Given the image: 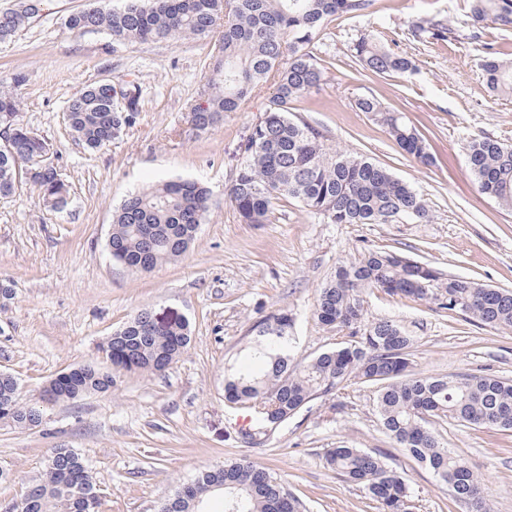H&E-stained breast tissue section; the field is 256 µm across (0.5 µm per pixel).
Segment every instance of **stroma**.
Listing matches in <instances>:
<instances>
[{
	"instance_id": "1",
	"label": "stroma",
	"mask_w": 512,
	"mask_h": 512,
	"mask_svg": "<svg viewBox=\"0 0 512 512\" xmlns=\"http://www.w3.org/2000/svg\"><path fill=\"white\" fill-rule=\"evenodd\" d=\"M105 4L118 8L123 0H42L38 17L0 42V74L24 76L21 119L51 144L70 190L61 212L26 186L0 197V283L14 290L0 302V371L16 378L22 401H38L62 371L101 363L99 345L144 309L164 322H188L192 338L164 373L118 374L109 392L47 405L40 427L0 420V470L8 475L0 482V512L20 505L59 446L86 461L97 512H158L179 486L227 459L268 469L305 512H381L362 487L326 467V451L341 444L381 454L407 479L414 512H470L386 435L376 386L349 382L249 441L241 434L248 408L224 399V366L244 353L252 325L279 308L295 320V362L336 348L342 334L314 314L319 290L339 263L370 249L512 291V210L479 193L465 154L474 138L512 143V98L492 96L480 70L489 51L512 61V29L472 23L470 0H369L364 10L329 22L315 50L324 79L294 102V115L319 126L330 148L369 157L410 185L432 221L329 224L283 200L267 223L254 226L238 221L224 190L245 157L253 122L269 106L271 85L214 128L195 131L186 112L207 81L212 40L116 47L106 34L66 27L71 13ZM426 18L447 20V40L415 35ZM365 34L406 54L412 71L363 72L353 53ZM99 81L137 86L140 111L135 124L91 152L72 137L66 107ZM362 95L401 113L425 138L435 165H420L385 125L356 109ZM175 177L213 193L193 247L148 273L113 261L115 207L148 183ZM362 298L367 321L392 320L415 337L413 373L512 380V331L375 289ZM442 434L482 480L492 512H512V432L451 422Z\"/></svg>"
}]
</instances>
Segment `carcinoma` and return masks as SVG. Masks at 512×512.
I'll list each match as a JSON object with an SVG mask.
<instances>
[{
    "mask_svg": "<svg viewBox=\"0 0 512 512\" xmlns=\"http://www.w3.org/2000/svg\"><path fill=\"white\" fill-rule=\"evenodd\" d=\"M366 0H124L119 9L74 12L67 28L78 34L105 33L116 44L147 43L174 37L209 38L216 29L211 77L188 107L190 125L199 132L213 128L225 112H235L260 86L274 91L259 116L246 147V159L226 188L242 224H264L275 203L294 199L329 224H391L401 216L427 223L425 202L385 167L361 156L336 152L318 126L291 117V104L318 86L324 70L313 55L325 23L365 8ZM473 18L512 26V0H472ZM34 0L0 11V41L15 35L39 15ZM418 31L433 40L447 38L448 25L429 19ZM355 58L375 74L406 73L405 55L370 35L359 38ZM486 85L497 96L512 95V67L489 52L482 62ZM24 76L0 77V128L11 135L0 146V196L11 195L26 180L54 210L67 205L68 188L55 167L37 159L52 153L50 144L19 119L17 87ZM139 89L124 87L119 96L103 83L78 91L68 102L67 120L75 140L97 151L134 124ZM361 112L385 124L406 154L424 166L434 163L424 138L403 117L373 97L356 100ZM468 165L480 192L512 209V144L474 138L465 147ZM210 192L190 180L161 181L132 193L112 219V259L139 272L176 262L196 240L210 209ZM370 288L436 305L466 318L512 329V291L445 276L427 264L393 251L369 250L342 263L320 289L316 316L346 339L333 350L298 366L291 360L292 316L279 310L253 325L247 352L224 369V398L247 404L254 439L279 426L316 398L357 379L380 386L376 412L387 435L419 464L431 469L451 495L470 504L472 512H490L485 488L458 456L451 454L434 427L441 420L475 427L512 430V380L494 375L421 376L411 373L414 338L391 320L365 322L362 291ZM147 310L137 313L99 350L112 369L92 365L73 368L68 380L45 394L53 401H74L109 391L117 373L158 374L190 342L188 325L175 321L152 325ZM38 407L22 406L13 377L0 376V418L29 428ZM53 455L65 466L47 464L30 483L20 512H94L98 493L84 459L71 448ZM327 466L361 485L382 512H412L406 478L387 467L381 455L340 445L326 455ZM213 495L224 496V512H302L299 498L288 493L267 469L234 460L203 472L166 500L169 512H205Z\"/></svg>",
    "mask_w": 512,
    "mask_h": 512,
    "instance_id": "cac0c4a2",
    "label": "carcinoma"
}]
</instances>
